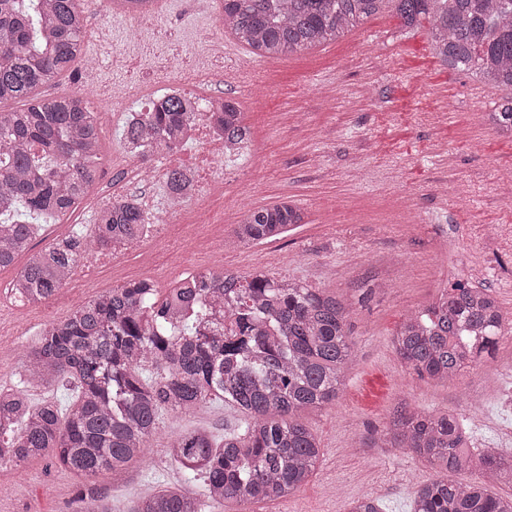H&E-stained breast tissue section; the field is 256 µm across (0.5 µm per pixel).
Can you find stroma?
<instances>
[{
    "instance_id": "1",
    "label": "stroma",
    "mask_w": 512,
    "mask_h": 512,
    "mask_svg": "<svg viewBox=\"0 0 512 512\" xmlns=\"http://www.w3.org/2000/svg\"><path fill=\"white\" fill-rule=\"evenodd\" d=\"M86 18L84 52L99 61L94 83L74 70L42 96L77 92L97 114L106 155L97 184L123 177L108 157L122 150L124 120L109 101L116 84L141 82L160 95L184 62L198 58L212 22L213 0H164L143 22L149 37L128 44L123 15L100 0H80ZM173 33V63L152 67L153 40ZM227 80L207 91L238 99L253 150L228 161L225 194L211 219L232 232L244 214L290 198L304 207L306 223L285 237L228 249L224 263L241 273L264 271L305 282L343 299L351 309L356 359L346 371L335 406L304 414L321 457L311 480L296 494L230 512H343L348 497L379 499L384 512H412L417 486L435 476L426 461L397 448L355 446L384 430L397 407L412 403L433 413L469 417L475 392L502 389L512 374V348L472 360L455 381L419 378L398 356L393 337L404 316L434 302L457 281L492 288L512 332V139L485 125L483 114L500 91L471 74L444 68L433 56L431 30L404 29L392 8L365 19L337 40L287 58H262L245 48L225 51ZM31 321L0 345L14 352L0 363V384L12 385L23 367L21 350L48 324L70 315L67 307H31ZM245 414L213 399L188 414H163L144 458L124 480L99 476L94 485L114 512L153 494L182 475L164 454L175 432L204 428L216 440L242 429ZM0 468L11 485L0 512H78L81 480L43 458Z\"/></svg>"
}]
</instances>
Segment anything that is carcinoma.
Masks as SVG:
<instances>
[{"instance_id":"cac0c4a2","label":"carcinoma","mask_w":512,"mask_h":512,"mask_svg":"<svg viewBox=\"0 0 512 512\" xmlns=\"http://www.w3.org/2000/svg\"><path fill=\"white\" fill-rule=\"evenodd\" d=\"M393 4L403 26L431 27L432 50L449 69L469 71L506 92L484 121L512 137V0H224V29L260 57H289L333 41ZM149 14L154 0H108ZM85 18L79 0H0V271L21 257L12 291L30 305L57 294L79 260L137 235L138 203L118 197L90 233L40 250L45 216L64 217L87 197L102 159L100 129L90 102L76 94L51 98L39 89L83 58ZM22 105L3 109L1 105ZM207 100L166 93L122 130L135 157L176 150L183 127ZM224 136L246 142L240 105L224 100L213 114ZM305 223L290 201L247 212L232 244L275 240ZM350 308L338 298L263 272L189 275L159 297L153 281L110 288L66 319L46 326L25 353L24 379L0 385V468L51 457L68 470L118 479L144 457L163 413L184 414L217 397L247 417L240 432L215 443L203 430L172 435L165 453L183 476L202 479L200 497L170 485L129 512H222L224 504L273 502L298 492L320 457L317 436L298 414L336 404L344 372L355 360ZM503 314L492 290L456 282L437 302L404 317L394 346L418 377L455 379L472 360L469 337L501 334ZM75 385V402H34V386ZM279 419H273V416ZM437 469L417 489L413 512H512V454L475 451L464 419L403 407L372 438ZM460 471L474 478L452 479ZM80 512H112L91 488ZM345 512H382L371 498Z\"/></svg>"}]
</instances>
